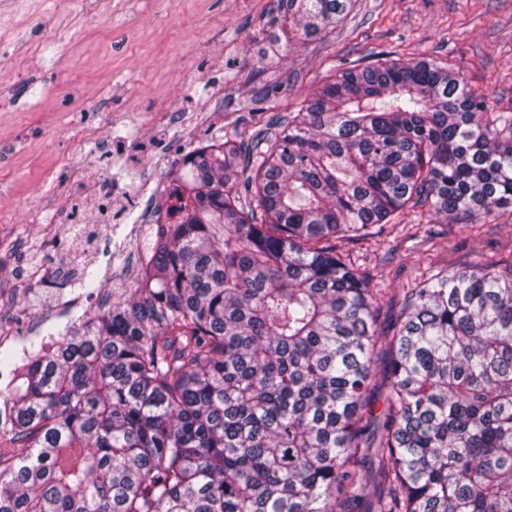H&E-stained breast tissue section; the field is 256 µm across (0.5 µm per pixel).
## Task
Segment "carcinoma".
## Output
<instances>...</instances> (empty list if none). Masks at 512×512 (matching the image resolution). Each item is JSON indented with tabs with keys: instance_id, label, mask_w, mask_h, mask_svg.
<instances>
[{
	"instance_id": "obj_1",
	"label": "carcinoma",
	"mask_w": 512,
	"mask_h": 512,
	"mask_svg": "<svg viewBox=\"0 0 512 512\" xmlns=\"http://www.w3.org/2000/svg\"><path fill=\"white\" fill-rule=\"evenodd\" d=\"M277 5L287 50L354 0ZM505 206L512 113L430 59L352 64L277 133L206 141L128 298L21 365L0 352L25 447L0 457V512H512V263L432 275L389 334L331 245ZM384 364L385 359L384 357L378 358L376 361V382L375 386L373 387L374 390H372L371 394V404L368 407V412L376 419L383 420V414H384V394H385V388L383 387V376H384Z\"/></svg>"
}]
</instances>
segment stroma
Masks as SVG:
<instances>
[{
	"label": "stroma",
	"mask_w": 512,
	"mask_h": 512,
	"mask_svg": "<svg viewBox=\"0 0 512 512\" xmlns=\"http://www.w3.org/2000/svg\"><path fill=\"white\" fill-rule=\"evenodd\" d=\"M274 0H0V349L32 344L126 298L145 241L136 217L72 234L71 206L116 181L167 182L192 138L275 132L344 62L380 55L452 62L497 112H512V0H356L336 28L273 53ZM279 87L264 98V86ZM127 166L107 167L103 142ZM385 304L448 267L512 261V207L493 222L410 215L363 243L339 241ZM56 285L31 287L32 265ZM96 291L82 288L86 275Z\"/></svg>",
	"instance_id": "35a3bbf8"
}]
</instances>
